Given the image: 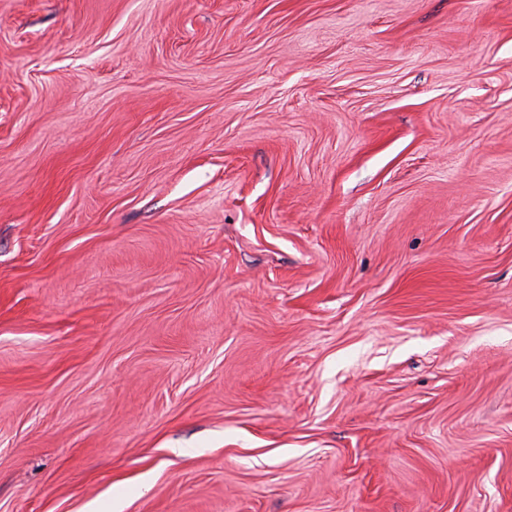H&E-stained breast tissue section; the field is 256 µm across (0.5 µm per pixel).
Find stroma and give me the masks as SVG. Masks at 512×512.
Here are the masks:
<instances>
[{
	"label": "stroma",
	"instance_id": "1",
	"mask_svg": "<svg viewBox=\"0 0 512 512\" xmlns=\"http://www.w3.org/2000/svg\"><path fill=\"white\" fill-rule=\"evenodd\" d=\"M0 512H512V0H0Z\"/></svg>",
	"mask_w": 512,
	"mask_h": 512
}]
</instances>
